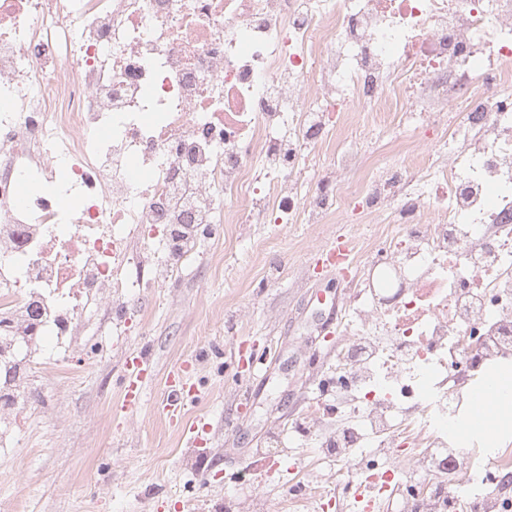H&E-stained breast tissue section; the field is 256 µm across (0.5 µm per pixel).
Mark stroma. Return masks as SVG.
I'll list each match as a JSON object with an SVG mask.
<instances>
[{"label": "stroma", "mask_w": 512, "mask_h": 512, "mask_svg": "<svg viewBox=\"0 0 512 512\" xmlns=\"http://www.w3.org/2000/svg\"><path fill=\"white\" fill-rule=\"evenodd\" d=\"M401 133L424 137L403 113L377 124L359 112L334 140L376 178L397 166ZM387 221L350 210L322 224L302 215L200 240L195 261L168 285L138 289L120 321L104 303L93 335L41 344L25 384L30 402L0 418V512H224L225 485L245 479L275 507L311 459L294 441L296 473L271 472L270 437L332 361L325 330L351 283H362L367 244ZM341 236L352 243L347 279L317 256ZM252 344L269 349L268 362L254 379L237 378L239 348ZM136 349L152 378L140 410L121 418L124 359ZM191 358L198 392L186 417L211 430L189 449L156 408L169 372Z\"/></svg>", "instance_id": "1"}]
</instances>
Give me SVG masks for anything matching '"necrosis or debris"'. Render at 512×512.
<instances>
[{"mask_svg": "<svg viewBox=\"0 0 512 512\" xmlns=\"http://www.w3.org/2000/svg\"><path fill=\"white\" fill-rule=\"evenodd\" d=\"M461 107L460 125L446 126ZM408 113L399 167L301 178L342 115ZM387 214L323 387L288 432L331 462L283 512H512V438L464 440L512 363V0H0V365L82 336L224 225ZM502 387L493 381L478 383L472 393L474 413L469 423L472 434H479L485 428L484 415L489 406L497 399Z\"/></svg>", "mask_w": 512, "mask_h": 512, "instance_id": "4bbe7bcc", "label": "necrosis or debris"}]
</instances>
